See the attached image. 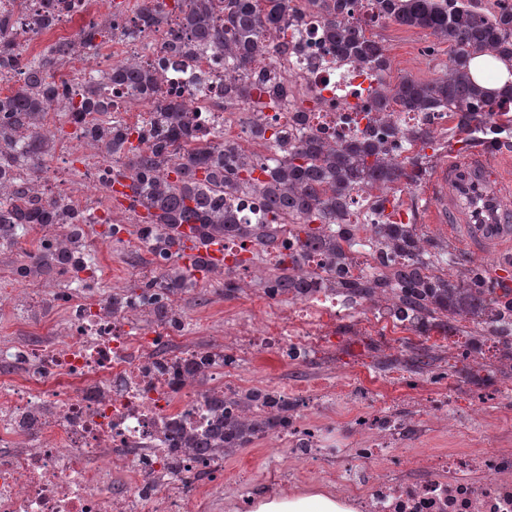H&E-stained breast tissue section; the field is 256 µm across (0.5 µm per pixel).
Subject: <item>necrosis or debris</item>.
Masks as SVG:
<instances>
[{
	"label": "necrosis or debris",
	"instance_id": "4bbe7bcc",
	"mask_svg": "<svg viewBox=\"0 0 512 512\" xmlns=\"http://www.w3.org/2000/svg\"><path fill=\"white\" fill-rule=\"evenodd\" d=\"M127 2L113 22L111 48L93 51L77 41L73 56L109 68L133 55H161L164 36L130 37L141 0ZM254 70L272 78L278 95L262 115L270 125L301 118L313 133L351 140L376 116L370 72L336 62L312 15L277 33ZM161 94L188 103L199 143L250 146L253 109L225 96L223 59L170 65ZM218 129L224 135L216 140ZM92 284L88 278L58 289L70 312L59 338L0 340V512H202L196 474L222 472L224 462L194 460L175 432L205 434L214 422L210 396L237 393L253 354L320 359L337 325L356 321L335 289L321 286L273 322L232 325L235 351L207 350L182 342L175 303L146 328L137 308L113 309ZM350 424L359 442L332 448L320 430L291 420L281 436L289 481L307 482L321 469L322 481L356 512H512V448L432 453L419 474L403 466L412 429L405 414L377 402Z\"/></svg>",
	"mask_w": 512,
	"mask_h": 512
}]
</instances>
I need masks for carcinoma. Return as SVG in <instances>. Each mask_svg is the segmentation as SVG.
I'll return each mask as SVG.
<instances>
[{
  "label": "carcinoma",
  "instance_id": "obj_1",
  "mask_svg": "<svg viewBox=\"0 0 512 512\" xmlns=\"http://www.w3.org/2000/svg\"><path fill=\"white\" fill-rule=\"evenodd\" d=\"M169 15L172 57L189 58L190 50L216 49L224 56V69L246 72L263 59L268 45L265 33L295 17V0H174ZM311 14L322 24L325 38L334 45L336 58L368 65L375 72L372 95L380 112H446L460 130L481 132L495 146L512 148L502 135L509 125L497 118L512 110V88L504 93L476 85L469 71L472 57L488 53L512 67V0H369L370 12L359 16L360 0H305ZM387 20L400 26L426 30L448 43V67L442 76L420 82L404 77L387 80L388 59L384 48L366 35L367 28ZM136 24L150 30L161 24L157 4L147 2ZM13 13L0 12V69L17 76V88L0 95V247L17 243L11 225L33 229L58 222L71 210V200L58 195L48 202L31 194L32 173L49 156L57 132L44 127L45 111L56 106L73 112H97L107 121L94 128L80 127L68 136L96 146L95 154L112 158L108 183L131 181L130 210L141 207L139 236L152 244L151 252L167 264L158 274L141 281L137 289L173 295L193 285L194 272L179 265L180 254L172 249L179 227L187 224L204 238L239 239L258 246L246 262L253 265L270 249L278 248L284 225L305 251L289 252L278 260L266 279V287L293 298L317 287L300 274L304 257L314 254L333 268L349 260L355 244L351 209L353 192L373 189L379 207L391 204L392 186L415 183L427 173L433 147L431 131L420 126L390 125L388 137H361L349 142L329 141L313 133L292 134L252 121L256 138L270 134L271 162L244 149L223 153L208 145H191L193 110L177 99L157 95L160 75L148 66L127 63L102 74L92 72L77 82L57 80L52 70L71 55V42L59 40L42 53L28 57L12 37ZM79 40L96 48L112 37L92 23L83 26ZM123 86L149 100L155 109L149 123L130 128L110 111L109 89ZM256 86L230 79L224 93L248 99ZM79 103H74V100ZM247 197L259 202L262 215L254 223L240 222L230 201ZM423 239L411 222L393 221L391 215L376 225L373 249L388 260L385 271L355 281L336 280L351 304L381 292L393 294L392 310L415 315L439 329H448L440 315L466 309L495 312L491 323L501 335H512V290L488 287L482 272L470 284L458 286L443 274V265L456 262L452 254L423 251ZM59 246L40 245L28 261L16 267L23 280L34 272L63 275ZM92 254L80 251L70 269V280L81 282L78 273L94 269ZM260 393L249 392L224 399L237 407L226 413L217 434L199 441L222 458L244 448L264 434H280L288 428L292 403L279 400L271 410L257 411Z\"/></svg>",
  "mask_w": 512,
  "mask_h": 512
}]
</instances>
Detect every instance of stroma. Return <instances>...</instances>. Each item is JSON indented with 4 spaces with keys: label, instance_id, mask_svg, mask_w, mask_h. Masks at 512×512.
I'll use <instances>...</instances> for the list:
<instances>
[{
    "label": "stroma",
    "instance_id": "35a3bbf8",
    "mask_svg": "<svg viewBox=\"0 0 512 512\" xmlns=\"http://www.w3.org/2000/svg\"><path fill=\"white\" fill-rule=\"evenodd\" d=\"M368 33L379 41L390 61L392 80L406 75L424 81L438 78L448 62V46L438 43L429 32L394 23L369 28ZM106 225L93 230V248L98 272L96 287L101 291L129 292L143 280L145 265L132 262V252L122 242L106 234ZM462 254L461 263L448 267V279L454 284H467L470 270L481 267L490 286L505 282L512 289V274L502 275V258ZM261 291L259 280L243 285L236 297L224 296V277L212 274L199 281L197 287L186 289L176 298L188 341L202 349L233 347L235 340L224 333L225 319L248 324L276 316V309L257 306L254 298ZM65 313L64 308L52 307L43 313L31 311L27 304L11 298L0 300V340L27 335L30 331L49 332L55 329ZM492 336L481 338L467 359H460L438 348L439 369L409 372V389L391 390L386 374L389 368H402L413 347L427 345L423 335L412 336L399 346L382 345L376 337L337 332L333 336L332 361L311 360L299 364L275 353H259L248 361L243 371L244 389L270 385L283 392L313 391L321 399L305 412L301 422L320 429L332 441L347 447L359 439L350 429V415L367 411L370 401L342 397V390L354 385L366 386L374 393L386 396L393 409L411 417L419 427L420 444L427 448H476L486 438L498 447L512 448V405L500 400L501 391L512 390V361L499 353H483V346L492 344ZM448 398L461 404L462 428L451 434L441 421L430 417L428 395ZM274 441L267 436L255 438L247 447L237 449L224 459V475L204 489V512H232L240 501L235 483L239 469H247L255 491L270 493L288 489L284 467L273 462Z\"/></svg>",
    "mask_w": 512,
    "mask_h": 512
}]
</instances>
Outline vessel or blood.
Instances as JSON below:
<instances>
[{"instance_id":"b4317fda","label":"vessel or blood","mask_w":512,"mask_h":512,"mask_svg":"<svg viewBox=\"0 0 512 512\" xmlns=\"http://www.w3.org/2000/svg\"><path fill=\"white\" fill-rule=\"evenodd\" d=\"M512 176L506 175L497 150L473 146L450 155L422 189L429 223L460 227L469 251L504 253L512 250ZM176 247L187 267L198 261L219 266L224 262V242H201L189 226H181Z\"/></svg>"}]
</instances>
